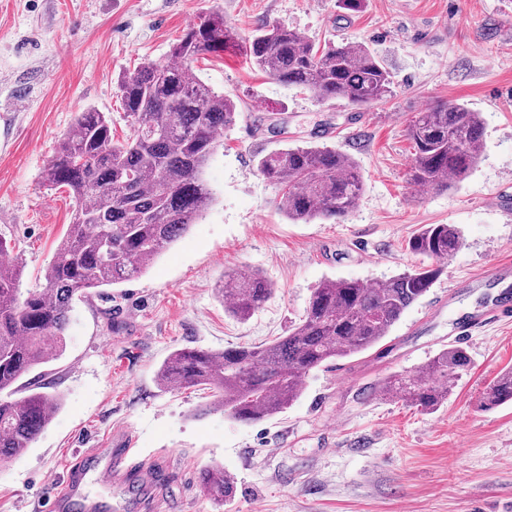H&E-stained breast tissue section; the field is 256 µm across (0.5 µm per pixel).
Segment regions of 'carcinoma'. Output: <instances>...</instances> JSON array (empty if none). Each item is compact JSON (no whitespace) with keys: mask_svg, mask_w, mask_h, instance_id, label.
Segmentation results:
<instances>
[{"mask_svg":"<svg viewBox=\"0 0 512 512\" xmlns=\"http://www.w3.org/2000/svg\"><path fill=\"white\" fill-rule=\"evenodd\" d=\"M230 45L240 48L246 63L320 101L343 98L366 109L392 93L389 72L362 43L319 47L277 25L243 38L223 12L214 11L186 29L169 51L170 62L145 61L121 77L131 137L114 140L105 112L77 113L42 175L46 185L66 186L75 199L72 224L45 269V287L23 295L20 268L0 265V463L31 447L61 406L59 395L22 379L62 355L74 298L138 278L214 201L203 169L217 150V132L234 124L237 107L203 83L191 63ZM407 136L413 144L411 182L446 190L478 163L483 122L463 104L440 102L411 118ZM258 170L279 187L278 209L294 223L342 221L357 208L363 189L356 161L327 146L277 150L258 160ZM460 246L456 225L426 224L407 240V249L425 259L414 270L373 284L325 280L313 289L303 319L288 335L264 346L176 349L161 364L158 384L207 387L213 401L201 414L222 411L246 424L277 414L301 396L311 371L384 339ZM274 292L254 272L226 273L219 288L224 311L240 320ZM470 364L464 349H444L425 366L387 379L380 396L434 412ZM509 402L512 369L481 393L479 407ZM203 485L219 505L234 491V479L222 465L204 471Z\"/></svg>","mask_w":512,"mask_h":512,"instance_id":"cac0c4a2","label":"carcinoma"}]
</instances>
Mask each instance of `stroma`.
Segmentation results:
<instances>
[{"label":"stroma","instance_id":"obj_1","mask_svg":"<svg viewBox=\"0 0 512 512\" xmlns=\"http://www.w3.org/2000/svg\"><path fill=\"white\" fill-rule=\"evenodd\" d=\"M217 9L244 36L270 24L320 45L365 44L390 73L392 96L361 110L342 98L320 102L246 65L233 47L193 62L237 104L204 169L215 200L146 273L75 303L61 358L28 377L62 406L32 448L0 464V512H50L75 449L122 442L159 476L148 489L134 478L89 483L111 512H512V404L477 406L512 367V320L474 333L471 368L439 410L379 395L389 377L453 347L456 324L498 291L475 277L512 261L503 211L512 204V0H366L355 15L336 0H0V241L22 269L20 290L44 287L72 221L71 194L41 173L77 112L110 113L116 138L129 136L119 76L168 61L183 32ZM444 101L480 112L483 149L467 179L434 191L408 179L406 126ZM309 143L359 164L363 193L341 223H292L257 168L270 152ZM426 224L462 230L431 288L455 287L454 298L432 319L417 301L378 346L311 372L284 412L251 424L201 416L203 392L157 386L173 350L287 335L325 279L373 283L411 268L418 259L406 242ZM232 270L275 287L244 322L225 314L217 293ZM215 463L236 481L220 507L202 485Z\"/></svg>","mask_w":512,"mask_h":512}]
</instances>
